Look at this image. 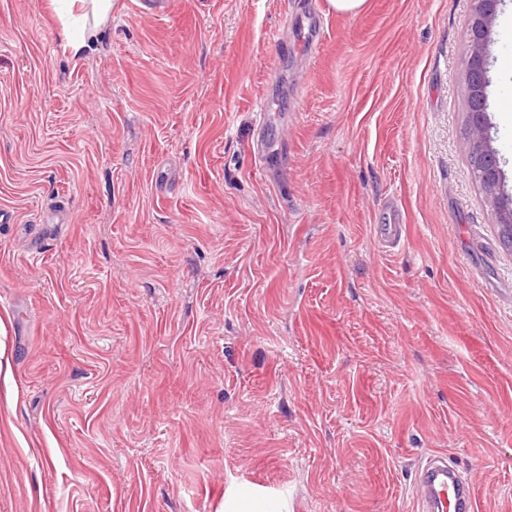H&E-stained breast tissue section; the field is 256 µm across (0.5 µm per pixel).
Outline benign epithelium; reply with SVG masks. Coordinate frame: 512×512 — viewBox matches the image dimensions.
I'll return each instance as SVG.
<instances>
[{
  "mask_svg": "<svg viewBox=\"0 0 512 512\" xmlns=\"http://www.w3.org/2000/svg\"><path fill=\"white\" fill-rule=\"evenodd\" d=\"M471 2L473 7L466 24L469 52L465 78L470 152L480 158H495L498 153L491 144L487 110V49L491 39L492 24L502 0H471ZM485 177L491 184L486 200L490 205L492 223L512 233V196L504 193L502 170L497 166L490 167L486 170Z\"/></svg>",
  "mask_w": 512,
  "mask_h": 512,
  "instance_id": "7a95c632",
  "label": "benign epithelium"
}]
</instances>
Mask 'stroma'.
<instances>
[{
  "label": "stroma",
  "instance_id": "obj_1",
  "mask_svg": "<svg viewBox=\"0 0 512 512\" xmlns=\"http://www.w3.org/2000/svg\"><path fill=\"white\" fill-rule=\"evenodd\" d=\"M170 2L74 60L51 0H0V512H419L434 454L512 512L470 0ZM489 53L512 195V0Z\"/></svg>",
  "mask_w": 512,
  "mask_h": 512
}]
</instances>
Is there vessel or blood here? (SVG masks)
<instances>
[{
	"label": "vessel or blood",
	"mask_w": 512,
	"mask_h": 512,
	"mask_svg": "<svg viewBox=\"0 0 512 512\" xmlns=\"http://www.w3.org/2000/svg\"><path fill=\"white\" fill-rule=\"evenodd\" d=\"M420 512H478L477 499L457 465L431 457L421 465L416 481Z\"/></svg>",
	"instance_id": "obj_1"
}]
</instances>
